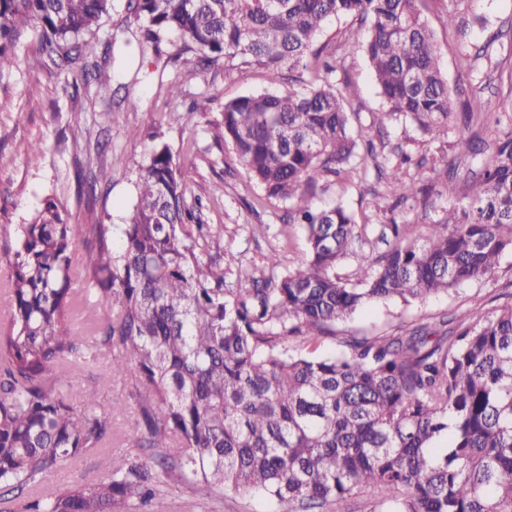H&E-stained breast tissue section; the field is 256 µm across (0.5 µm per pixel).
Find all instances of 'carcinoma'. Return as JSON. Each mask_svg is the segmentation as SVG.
I'll list each match as a JSON object with an SVG mask.
<instances>
[{"label":"carcinoma","instance_id":"carcinoma-1","mask_svg":"<svg viewBox=\"0 0 512 512\" xmlns=\"http://www.w3.org/2000/svg\"><path fill=\"white\" fill-rule=\"evenodd\" d=\"M421 0H126V19L159 47L176 32L182 67L259 66L287 92L224 103V140L266 195L288 201L307 252L279 274L255 269L224 287V231L189 202L168 145L153 136L139 165L137 202L119 227L72 224L54 199L0 236L14 241L9 324L0 333V487L19 498L64 460L102 447L112 413L95 390L60 373L112 355V376L139 392L144 447L178 444L154 471L112 458L103 481L50 490L25 512H166L160 485L259 493L285 512H321L367 493L379 512H512V305L448 334L422 325L346 342L326 357L293 355L289 335L334 333L364 306L409 303L490 277L512 253V129L468 183L464 203L410 239L365 252L353 215L317 209L318 187L355 161L381 167L373 127L354 133L335 68L315 48L323 24L347 15L385 108L434 138L448 129L454 92L442 74ZM112 0H0V69L37 29L38 48L86 93L111 87L93 38ZM313 70L318 83L299 72ZM400 199L427 188L399 181ZM84 282L75 287V243ZM354 255L347 278L336 264Z\"/></svg>","mask_w":512,"mask_h":512}]
</instances>
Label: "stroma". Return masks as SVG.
<instances>
[{
	"label": "stroma",
	"instance_id": "1",
	"mask_svg": "<svg viewBox=\"0 0 512 512\" xmlns=\"http://www.w3.org/2000/svg\"><path fill=\"white\" fill-rule=\"evenodd\" d=\"M125 2L114 0V10L97 33L98 52L108 57L113 75L111 102L90 101L75 92L70 75L43 65L36 40L21 39L12 49L11 66L0 72V224L27 223L49 196L65 207L71 223H127L136 199L138 166L150 144L148 135L158 132L171 149L190 197L201 199L206 222L224 227L227 287H235L236 272L263 266L272 253L282 265L294 266L307 248L303 227L287 223L288 202L266 196L224 142L225 102L270 90L263 71L176 68L167 58L179 42L177 34L166 35L156 49L143 44L139 32L122 23ZM420 8L435 33L440 66L450 87L462 98L478 94L493 105L499 97L512 95V0H422ZM352 24L345 16L329 20L317 42L332 50L336 81L343 86L354 127L360 128L375 121L383 103L363 51L348 39ZM482 46L488 49L483 56L477 53ZM174 81L180 88L176 95L168 91ZM202 99L208 102L207 111L191 112L193 102ZM511 128V116L501 115L496 123L471 121L460 108L447 133L432 140L425 139L415 124L386 123L382 145L401 148L410 163L393 159L380 173L371 167L342 171L311 203L319 208L344 206L363 237L373 243L382 226L391 222L405 225L409 237H418L425 225L461 205L468 173L480 168L501 132ZM461 130L476 139L479 156L460 154L456 141ZM35 144L41 145L42 153L34 161L29 152ZM116 156L124 157L123 166H113ZM448 165L453 168L449 174L444 171ZM102 166L109 168L110 180L97 182L93 196L80 195L77 170L89 175ZM399 178L428 185L427 203L387 194L389 184ZM218 184L223 187L219 193L214 190ZM376 191L385 195L377 208L372 205ZM255 224L263 225V233H252ZM511 304L509 253L492 277L409 304L395 299L368 305L338 322L334 334L298 340L292 349L330 356L342 351L346 338L372 340L421 324H452ZM61 380L67 386L96 390L99 411L114 414L112 435L102 449L62 462L45 484L31 487L15 501V512H24L28 500L44 487L98 481L108 458L132 453L150 463L156 460L152 449L137 445L136 391L129 383L113 380L109 360L64 373ZM162 491L167 512H278L277 505L260 495L206 494L182 482L163 486Z\"/></svg>",
	"mask_w": 512,
	"mask_h": 512
}]
</instances>
